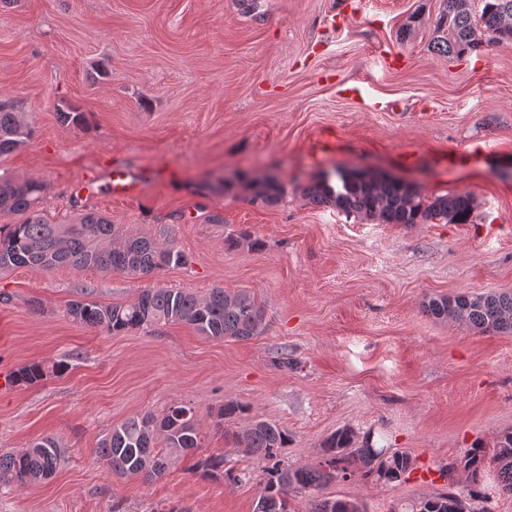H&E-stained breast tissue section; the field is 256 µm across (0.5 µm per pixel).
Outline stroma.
<instances>
[{
    "label": "stroma",
    "mask_w": 512,
    "mask_h": 512,
    "mask_svg": "<svg viewBox=\"0 0 512 512\" xmlns=\"http://www.w3.org/2000/svg\"><path fill=\"white\" fill-rule=\"evenodd\" d=\"M441 0H0V94L21 99L34 129L5 169L41 179V207L61 224L79 206L152 237L169 234L189 262L155 284L199 295L243 290L265 332L214 341L182 325L110 334L72 322L93 289L131 302L144 280L62 267L0 272V448L56 437L64 459L44 481L0 492V512H253L263 465L214 425L225 400L288 435L280 458L312 464L348 426L376 446L410 451L401 485L336 481L327 497L369 512L448 488L439 467L512 428V335L428 315L434 296L512 291V44L451 58L432 48ZM361 86L362 96L350 94ZM85 118L62 122L60 109ZM331 138L335 149L312 143ZM467 149L451 165L448 151ZM119 163L146 177L135 200L78 193ZM391 173L426 198L465 192L471 224H382L311 204L322 169ZM277 175L278 203L252 199L251 179ZM246 175L227 194L217 179ZM183 213L180 222L171 216ZM223 216L209 223L206 213ZM247 231L254 246L228 248ZM287 351L294 367L274 362ZM38 363L45 377L13 382ZM194 408L196 452L161 478H119L100 437L125 419ZM248 418V419H249ZM224 456L239 482L203 478ZM195 473L202 477L211 478L222 475L228 480L239 481V476L233 474V469H226L224 472V456H207L197 463Z\"/></svg>",
    "instance_id": "35a3bbf8"
}]
</instances>
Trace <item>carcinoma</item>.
I'll return each instance as SVG.
<instances>
[{
  "instance_id": "obj_1",
  "label": "carcinoma",
  "mask_w": 512,
  "mask_h": 512,
  "mask_svg": "<svg viewBox=\"0 0 512 512\" xmlns=\"http://www.w3.org/2000/svg\"><path fill=\"white\" fill-rule=\"evenodd\" d=\"M481 10L473 13L472 0H442L433 26V48L448 56L478 53L489 45L512 42V0H480ZM33 129L25 122L22 104L0 96V162L26 146ZM48 184L40 180L15 181L0 175V218L12 221L0 225V271L19 267L51 271L60 267L121 272L133 278L147 277L187 263L174 241L129 232L89 210L73 224H53L39 209ZM285 192L276 177L254 188L253 199L277 203ZM303 196L314 205H330L346 215H358L383 224H470L476 209L469 193L441 195L426 199L416 186L399 180H382L326 173L303 187ZM424 311L437 319H452L481 332H512V294L489 291L475 296L432 297ZM67 316L74 322L113 334L144 331L160 325L181 324L197 335L212 340L247 341L264 333V315L254 297L213 288L200 297L193 293L146 286L126 304H102L94 300H72ZM44 376L39 364L19 369L16 380L34 383ZM248 404L229 399L217 412V427L248 413ZM163 449L156 450L157 435ZM235 445L265 463L262 487L254 512H297L290 495L310 496L308 512H368L357 498L321 497L322 490L338 479L361 477L399 485L416 470V458L408 451L376 448L370 438L358 440L355 431L343 427L322 443V458L312 465L284 466L279 450L288 442L287 433L267 420H252L232 434ZM201 432L194 410L175 406L159 422L149 415L132 417L111 428L99 440L96 456L120 476H161L177 457L200 447ZM62 458L58 439L43 436L20 452H0V490L32 484L52 475ZM493 468L495 485L512 494V429L502 432L492 455L476 443L463 456L448 464V491L429 498L400 502L389 512H460L461 500L474 497L476 486ZM196 473L211 478L225 475L239 480L233 470L224 469V457L207 456L197 463ZM465 476L458 487L453 474Z\"/></svg>"
}]
</instances>
